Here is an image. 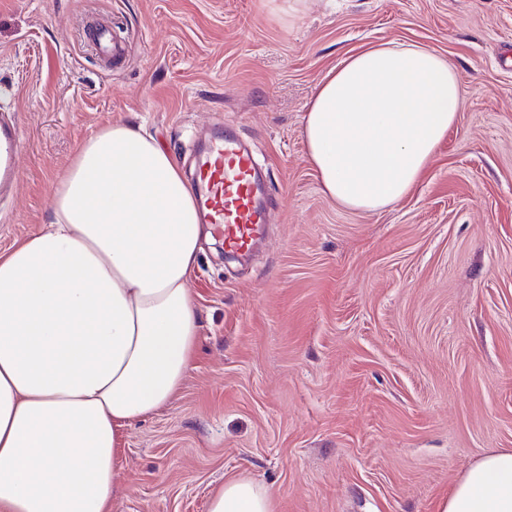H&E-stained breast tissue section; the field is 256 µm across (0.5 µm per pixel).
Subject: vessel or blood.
<instances>
[{"label":"vessel or blood","instance_id":"b4317fda","mask_svg":"<svg viewBox=\"0 0 512 512\" xmlns=\"http://www.w3.org/2000/svg\"><path fill=\"white\" fill-rule=\"evenodd\" d=\"M97 53L119 59L124 54L104 28L91 32ZM21 153L15 122H0V188L12 185ZM193 192L206 223L224 236V251L242 255L257 239L266 215L256 202V169L252 155L241 147L233 131H225L198 154Z\"/></svg>","mask_w":512,"mask_h":512}]
</instances>
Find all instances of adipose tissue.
I'll use <instances>...</instances> for the list:
<instances>
[{
    "instance_id": "adipose-tissue-1",
    "label": "adipose tissue",
    "mask_w": 512,
    "mask_h": 512,
    "mask_svg": "<svg viewBox=\"0 0 512 512\" xmlns=\"http://www.w3.org/2000/svg\"><path fill=\"white\" fill-rule=\"evenodd\" d=\"M463 101L454 66L397 43L346 57L304 115L323 193L356 211L403 199ZM153 136L114 122L54 187L53 219L0 251V512H113L124 432L169 405L199 316L188 283L209 237ZM208 512H275L226 480ZM439 512H512V448L484 454Z\"/></svg>"
}]
</instances>
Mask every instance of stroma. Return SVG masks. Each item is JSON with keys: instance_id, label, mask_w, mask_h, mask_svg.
Instances as JSON below:
<instances>
[{"instance_id": "obj_1", "label": "stroma", "mask_w": 512, "mask_h": 512, "mask_svg": "<svg viewBox=\"0 0 512 512\" xmlns=\"http://www.w3.org/2000/svg\"><path fill=\"white\" fill-rule=\"evenodd\" d=\"M102 23L125 61L86 39ZM431 48L464 99L417 185L378 211L321 191L302 118L348 55ZM512 0H0V103L22 138L0 250L48 223L52 185L108 123L177 162L232 129L267 174L245 261L204 241L200 327L175 400L125 433L118 512H208L230 478L275 512H438L486 452L512 448Z\"/></svg>"}]
</instances>
